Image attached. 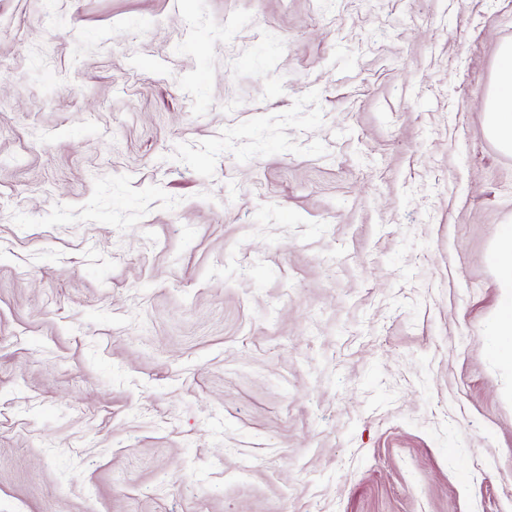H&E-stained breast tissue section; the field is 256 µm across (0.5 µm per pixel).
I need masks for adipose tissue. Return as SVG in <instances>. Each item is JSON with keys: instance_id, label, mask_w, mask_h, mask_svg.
Instances as JSON below:
<instances>
[{"instance_id": "ef3b65f1", "label": "adipose tissue", "mask_w": 512, "mask_h": 512, "mask_svg": "<svg viewBox=\"0 0 512 512\" xmlns=\"http://www.w3.org/2000/svg\"><path fill=\"white\" fill-rule=\"evenodd\" d=\"M486 129L500 149L512 152V45L501 46L486 100Z\"/></svg>"}]
</instances>
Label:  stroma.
<instances>
[{
	"label": "stroma",
	"mask_w": 512,
	"mask_h": 512,
	"mask_svg": "<svg viewBox=\"0 0 512 512\" xmlns=\"http://www.w3.org/2000/svg\"><path fill=\"white\" fill-rule=\"evenodd\" d=\"M509 43L512 0H0V512H512ZM486 129L500 149L512 153V45L500 47L486 100ZM489 262L503 277L502 288H512V226H505L500 234V242L489 254ZM505 305H511V311L504 309ZM491 332L494 336H500L498 353L503 358L512 357V296L501 303L495 319L491 324Z\"/></svg>",
	"instance_id": "obj_1"
}]
</instances>
